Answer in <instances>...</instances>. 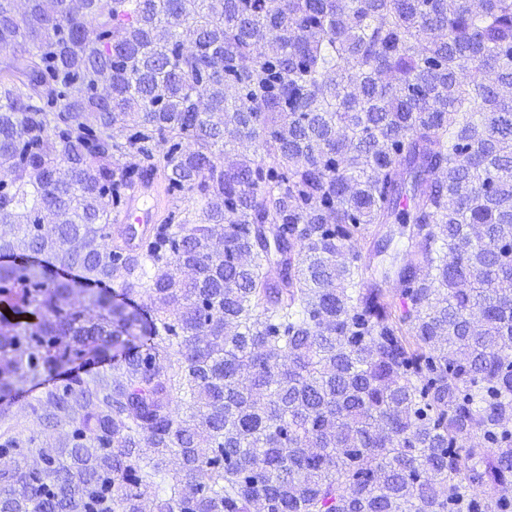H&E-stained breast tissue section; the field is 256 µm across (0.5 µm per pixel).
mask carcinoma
Returning <instances> with one entry per match:
<instances>
[{"mask_svg":"<svg viewBox=\"0 0 512 512\" xmlns=\"http://www.w3.org/2000/svg\"><path fill=\"white\" fill-rule=\"evenodd\" d=\"M0 168V512H512V0H0ZM154 203L151 205L150 200ZM155 197L153 196L150 185H141L139 189L130 197L129 203L123 213L118 217V222L126 228H136L142 224L153 223Z\"/></svg>","mask_w":512,"mask_h":512,"instance_id":"1","label":"carcinoma"}]
</instances>
